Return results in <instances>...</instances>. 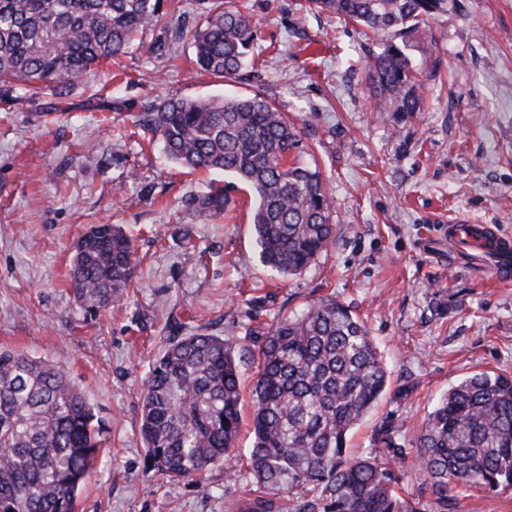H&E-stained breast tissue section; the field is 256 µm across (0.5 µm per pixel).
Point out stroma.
I'll return each mask as SVG.
<instances>
[{
    "mask_svg": "<svg viewBox=\"0 0 512 512\" xmlns=\"http://www.w3.org/2000/svg\"><path fill=\"white\" fill-rule=\"evenodd\" d=\"M258 27L253 63L218 78L189 40L154 52L159 30L66 88L0 99V348L66 363L107 430L77 512H236L250 475L170 481L149 470L141 404L152 360L206 332L242 345L244 388L259 371L255 331L331 294L364 319L391 387L354 433L395 426L407 448L401 494L433 512L413 455L421 426L448 388L476 371L512 376V280L448 237L463 215L512 237V0H450L421 22L406 52L440 60L419 112L374 108L365 62L381 38L306 0H234ZM259 95L299 132L292 155L318 165L336 236L297 276L271 275L251 230L255 196L220 173L169 160L134 117L166 98ZM220 185L223 214L193 198ZM95 224L135 238L140 267L123 301L84 321L70 258Z\"/></svg>",
    "mask_w": 512,
    "mask_h": 512,
    "instance_id": "stroma-1",
    "label": "stroma"
}]
</instances>
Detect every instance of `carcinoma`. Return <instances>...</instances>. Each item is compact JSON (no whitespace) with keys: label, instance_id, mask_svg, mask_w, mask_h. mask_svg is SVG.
<instances>
[{"label":"carcinoma","instance_id":"obj_1","mask_svg":"<svg viewBox=\"0 0 512 512\" xmlns=\"http://www.w3.org/2000/svg\"><path fill=\"white\" fill-rule=\"evenodd\" d=\"M374 34L406 39L448 0H309ZM158 28L164 53L183 39L161 0H0V97L20 86L33 96L57 90L122 54L138 33ZM196 62L216 77L238 74L257 27L245 8L209 10L190 32ZM371 97L400 112L420 109L423 71L390 41L366 65ZM169 157L191 171L222 172L256 196L252 226L262 264L284 276L305 271L332 243L333 202L318 166L290 159L296 128L258 96L167 99L140 113ZM214 189L194 199L221 214ZM138 266L130 237L98 224L77 242L69 280L85 318L127 296ZM254 383V439L248 472L260 494L237 512H418L400 496L392 463L405 457L395 428L373 430L376 448L348 451L354 430L391 385L386 361L365 322L332 296L313 301L263 333ZM236 342L209 333L171 343L150 367L142 439L151 469L194 480L235 448L240 426ZM103 425L60 361L0 350V512H76L102 452ZM417 470L434 512H449L459 489H512V377L478 371L448 388L422 425Z\"/></svg>","mask_w":512,"mask_h":512}]
</instances>
